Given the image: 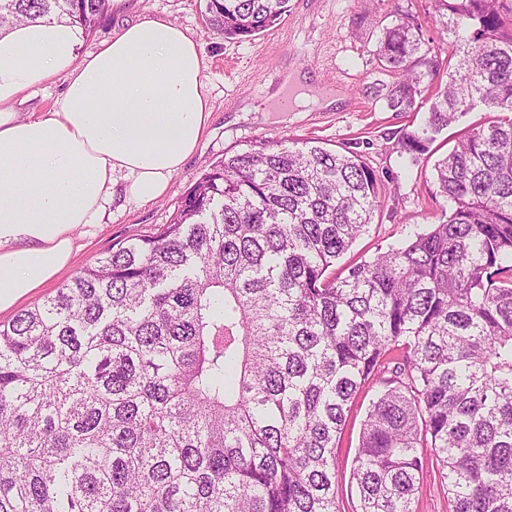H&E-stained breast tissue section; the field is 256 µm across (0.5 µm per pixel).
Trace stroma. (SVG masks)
I'll list each match as a JSON object with an SVG mask.
<instances>
[{
    "label": "stroma",
    "instance_id": "1",
    "mask_svg": "<svg viewBox=\"0 0 512 512\" xmlns=\"http://www.w3.org/2000/svg\"><path fill=\"white\" fill-rule=\"evenodd\" d=\"M205 9L206 0H128L102 18L93 34L81 38L79 50L84 53L146 16L181 25L202 50L213 112L197 150L173 175L168 190L149 201L116 197L104 222L75 231L70 265L25 299L24 307L51 296L114 243L163 231L187 190L224 154L272 142L288 147L316 141L327 149L354 151L376 174L385 204L342 257V264L399 244L410 233L438 222L448 210L445 199L435 193L432 159L411 161L398 144L400 130L424 125L428 112L387 107L386 78L377 73L373 56L382 28L394 22L399 11L414 15L424 42L441 43L432 0H288L286 12L273 27L243 40L212 30L205 22ZM291 70L333 93L334 103L311 104L299 112L276 111L272 95Z\"/></svg>",
    "mask_w": 512,
    "mask_h": 512
}]
</instances>
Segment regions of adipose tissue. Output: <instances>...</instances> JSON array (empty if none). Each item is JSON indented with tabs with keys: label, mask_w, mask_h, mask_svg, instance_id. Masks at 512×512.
<instances>
[{
	"label": "adipose tissue",
	"mask_w": 512,
	"mask_h": 512,
	"mask_svg": "<svg viewBox=\"0 0 512 512\" xmlns=\"http://www.w3.org/2000/svg\"><path fill=\"white\" fill-rule=\"evenodd\" d=\"M77 41L64 19L0 30V313L70 264L75 229L101 223L116 194L162 196L213 110L181 25L147 17L83 55ZM53 80L50 111L16 112Z\"/></svg>",
	"instance_id": "1"
}]
</instances>
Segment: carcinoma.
<instances>
[{"label": "carcinoma", "instance_id": "1", "mask_svg": "<svg viewBox=\"0 0 512 512\" xmlns=\"http://www.w3.org/2000/svg\"><path fill=\"white\" fill-rule=\"evenodd\" d=\"M288 0H207L226 39ZM463 54L423 48L409 14L375 57L413 161L446 219L333 269L384 205L352 151L236 152L171 223L118 243L0 324V512H345L337 455L374 391L350 469L351 512H415L428 459L448 512H512V3L434 0ZM110 0H0V28L67 19L93 33Z\"/></svg>", "mask_w": 512, "mask_h": 512}]
</instances>
